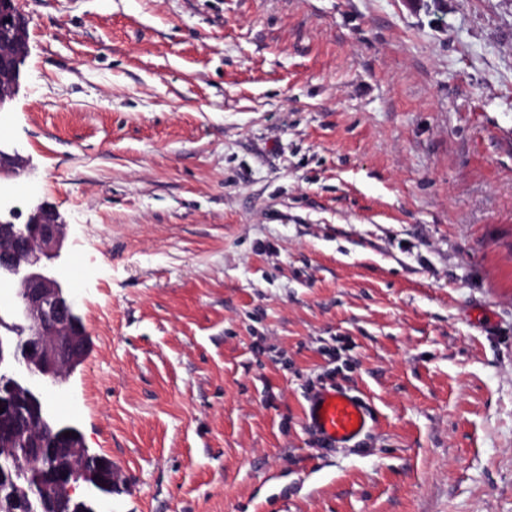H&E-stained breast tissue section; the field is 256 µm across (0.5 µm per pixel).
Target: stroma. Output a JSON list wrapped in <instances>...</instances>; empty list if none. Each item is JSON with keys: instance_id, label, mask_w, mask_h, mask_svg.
Instances as JSON below:
<instances>
[{"instance_id": "obj_1", "label": "stroma", "mask_w": 512, "mask_h": 512, "mask_svg": "<svg viewBox=\"0 0 512 512\" xmlns=\"http://www.w3.org/2000/svg\"><path fill=\"white\" fill-rule=\"evenodd\" d=\"M15 6L0 208L66 226L97 512H512V0ZM309 425L334 445H347L368 434L374 425L366 403L344 390L325 389L306 410Z\"/></svg>"}]
</instances>
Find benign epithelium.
<instances>
[{
    "instance_id": "obj_1",
    "label": "benign epithelium",
    "mask_w": 512,
    "mask_h": 512,
    "mask_svg": "<svg viewBox=\"0 0 512 512\" xmlns=\"http://www.w3.org/2000/svg\"><path fill=\"white\" fill-rule=\"evenodd\" d=\"M15 0H0V27L16 28ZM28 43L0 38V110L18 84V60ZM65 225L38 206L25 223L0 219V277L17 285L9 317L0 315V512L20 498H36L43 512H96L90 495L120 481L111 460L91 455L73 426L56 423L47 397L62 390L88 342L69 288L55 262ZM70 436H65V433Z\"/></svg>"
}]
</instances>
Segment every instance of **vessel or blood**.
<instances>
[{
    "instance_id": "1",
    "label": "vessel or blood",
    "mask_w": 512,
    "mask_h": 512,
    "mask_svg": "<svg viewBox=\"0 0 512 512\" xmlns=\"http://www.w3.org/2000/svg\"><path fill=\"white\" fill-rule=\"evenodd\" d=\"M309 425L335 445H347L368 434L374 420L366 403L338 389L323 390L306 410Z\"/></svg>"
}]
</instances>
